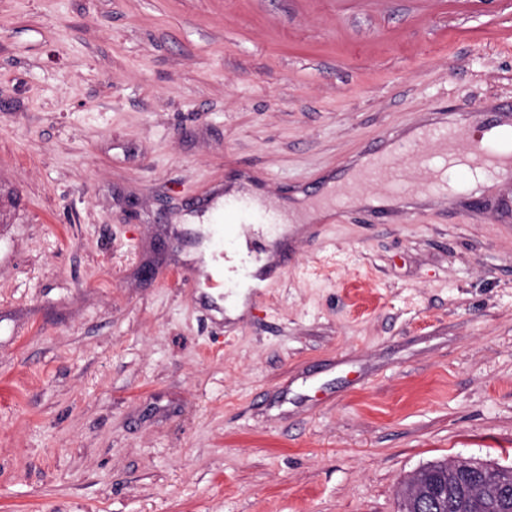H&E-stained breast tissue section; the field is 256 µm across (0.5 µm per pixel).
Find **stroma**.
I'll return each instance as SVG.
<instances>
[{
	"label": "stroma",
	"instance_id": "obj_1",
	"mask_svg": "<svg viewBox=\"0 0 512 512\" xmlns=\"http://www.w3.org/2000/svg\"><path fill=\"white\" fill-rule=\"evenodd\" d=\"M512 105V0H0V512H398L512 467V180L311 219L432 114ZM288 207L224 311L196 200Z\"/></svg>",
	"mask_w": 512,
	"mask_h": 512
}]
</instances>
